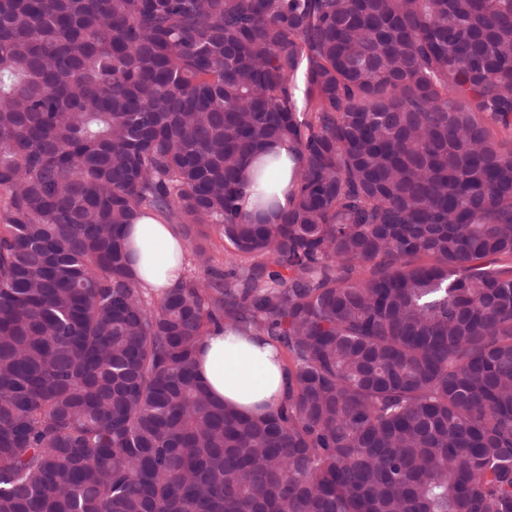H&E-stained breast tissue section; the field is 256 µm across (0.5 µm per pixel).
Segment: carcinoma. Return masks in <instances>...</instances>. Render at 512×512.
Masks as SVG:
<instances>
[{
  "label": "carcinoma",
  "mask_w": 512,
  "mask_h": 512,
  "mask_svg": "<svg viewBox=\"0 0 512 512\" xmlns=\"http://www.w3.org/2000/svg\"><path fill=\"white\" fill-rule=\"evenodd\" d=\"M499 130L512 0H0V512H512ZM151 212L204 268L161 297ZM226 323L288 355L275 415L196 375ZM276 150L281 155L282 166L272 174L275 190L278 194L281 207L288 206V189H289V161H288V145L281 144ZM137 279L155 296L175 288L182 275L186 244L176 224L157 214L142 217L126 235ZM168 270V272H166Z\"/></svg>",
  "instance_id": "obj_1"
}]
</instances>
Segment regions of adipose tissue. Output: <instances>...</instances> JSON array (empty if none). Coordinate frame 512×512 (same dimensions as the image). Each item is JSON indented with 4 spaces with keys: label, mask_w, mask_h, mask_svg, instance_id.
<instances>
[{
    "label": "adipose tissue",
    "mask_w": 512,
    "mask_h": 512,
    "mask_svg": "<svg viewBox=\"0 0 512 512\" xmlns=\"http://www.w3.org/2000/svg\"><path fill=\"white\" fill-rule=\"evenodd\" d=\"M126 241L144 288L159 296L177 286L186 252L177 225L150 214L133 225ZM196 372L215 398L250 416L276 413L290 383L288 365L275 342L229 326L201 342Z\"/></svg>",
    "instance_id": "1"
}]
</instances>
